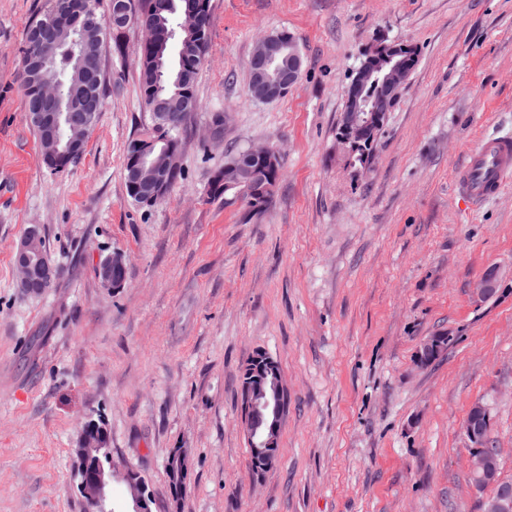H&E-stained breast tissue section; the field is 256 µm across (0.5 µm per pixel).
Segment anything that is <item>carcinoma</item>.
Instances as JSON below:
<instances>
[{
  "label": "carcinoma",
  "instance_id": "obj_1",
  "mask_svg": "<svg viewBox=\"0 0 512 512\" xmlns=\"http://www.w3.org/2000/svg\"><path fill=\"white\" fill-rule=\"evenodd\" d=\"M65 15L78 19L77 28L67 34L59 32L50 42L41 40L38 30L30 26L26 28L25 48L21 49L20 56V87L29 113L34 111L40 98V85L25 72L26 54L30 52L47 60L58 72L62 91H68L75 83H84L89 88V96L97 99L93 112L102 110V46L106 32L113 28L112 21L99 13L98 0H49V7L39 22L44 28ZM137 15L161 34L159 42L146 43L139 48V89L145 107L153 116L154 132L148 134V138L155 137V132L160 130L170 136L171 178L175 183L182 177L179 135L193 112H175L173 103L182 98L198 102L195 86L208 50L210 0H141ZM276 36L285 49L276 50L275 55L278 64L286 69L290 62L286 45L291 44L297 49L299 44L286 31L278 32ZM73 46L89 62V68L82 72L77 58L69 52ZM393 50L400 51L398 58L407 69L416 65L417 49L403 42L379 40L367 55L382 57ZM281 171L280 161L266 168L248 159L247 149H238L227 156L224 166L214 171L208 196L216 200L230 192L239 194L246 208L244 219L250 220L270 206Z\"/></svg>",
  "mask_w": 512,
  "mask_h": 512
}]
</instances>
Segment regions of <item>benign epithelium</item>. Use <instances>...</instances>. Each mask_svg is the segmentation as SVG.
<instances>
[{
    "instance_id": "benign-epithelium-1",
    "label": "benign epithelium",
    "mask_w": 512,
    "mask_h": 512,
    "mask_svg": "<svg viewBox=\"0 0 512 512\" xmlns=\"http://www.w3.org/2000/svg\"><path fill=\"white\" fill-rule=\"evenodd\" d=\"M112 23L126 25L136 23L129 0H113ZM269 38L259 41L253 50L251 64L255 73L256 85L250 98L254 101L268 102L279 99L300 82L303 61L297 57L288 70L271 75L269 72L272 52L267 48ZM39 78L42 80L43 105L39 112L32 114L34 121L41 130L42 159L52 167L60 166L66 156H76L83 152L82 142L70 139L62 141L58 129L61 121L71 119L64 115L59 87L51 69L46 63L38 62ZM395 71L384 70L379 61L372 58L364 61L356 70L348 91V98L354 102L350 112L342 113L341 129L344 136L340 139L343 146H356L357 138L368 130L373 129L374 113L364 111L362 91L372 82L378 85L380 99L385 101L391 96H398L399 88L394 83ZM159 142H168V137L161 134ZM155 141V142H157ZM155 142L135 152L133 165L129 172V184L132 196L146 203H153L163 199L169 192L170 173L167 169L166 152L160 153L152 160H146ZM250 156L263 163L270 164L278 156L277 150L269 145L249 147ZM43 241L41 229L34 224L28 227L26 233L18 243L14 252V263L19 275V284L32 294L43 292L57 279V268L52 262L47 248L39 246ZM102 283L108 287L120 288L125 282L126 262L119 254L105 259L98 266ZM499 276L497 271L490 270L484 274L477 285L476 293L480 296H490L497 292ZM278 378V392L273 400L272 411L275 416V425L261 436L250 431L248 412L251 411L263 397L262 386L267 374ZM284 383L281 374L274 368L261 372L253 382L241 387V413L242 427L245 433L250 454L256 461L263 463V467H273L277 460L275 448L279 447L281 421L285 406ZM103 425L90 419L81 429L79 447L75 449L74 478L77 480L79 492L87 501L93 512H107L105 501L107 486L114 476L112 455L110 448L102 447L97 430ZM490 420L487 408L476 403L471 406L463 425V432L471 442L469 471L472 477V488L477 492L495 486L500 482L498 477V464L501 449L490 445ZM167 471L172 490L182 491L188 474V459L184 451L178 449L172 452L167 459ZM125 481L133 512H153V498L147 480L134 471L121 473ZM485 512H512V488L503 487L496 494L484 501Z\"/></svg>"
}]
</instances>
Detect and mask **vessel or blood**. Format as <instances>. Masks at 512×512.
Returning a JSON list of instances; mask_svg holds the SVG:
<instances>
[{"mask_svg": "<svg viewBox=\"0 0 512 512\" xmlns=\"http://www.w3.org/2000/svg\"><path fill=\"white\" fill-rule=\"evenodd\" d=\"M459 195L480 208L512 187V136L483 137L454 174Z\"/></svg>", "mask_w": 512, "mask_h": 512, "instance_id": "b4317fda", "label": "vessel or blood"}]
</instances>
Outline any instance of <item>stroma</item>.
Returning a JSON list of instances; mask_svg holds the SVG:
<instances>
[{
    "label": "stroma",
    "instance_id": "1",
    "mask_svg": "<svg viewBox=\"0 0 512 512\" xmlns=\"http://www.w3.org/2000/svg\"><path fill=\"white\" fill-rule=\"evenodd\" d=\"M183 176L159 204L127 195L123 153L150 123L142 33L102 51L105 95L81 159L44 165L19 89L27 25L48 0H0V512H89L72 479L86 420L146 476L153 512H482L463 423L483 403L512 479V188L472 209L453 174L486 133L512 132V0H210ZM286 31L304 66L276 101L247 95L256 42ZM417 47L368 168L337 137L352 72L376 40ZM224 140L207 144L212 113ZM277 147L268 210L212 200L230 151ZM33 224L61 275L18 284ZM123 287L97 277L112 253ZM499 272L497 293L476 282ZM447 347L419 360L424 342ZM281 369L278 460L254 474L240 376ZM187 453L172 498L166 461Z\"/></svg>",
    "mask_w": 512,
    "mask_h": 512
}]
</instances>
